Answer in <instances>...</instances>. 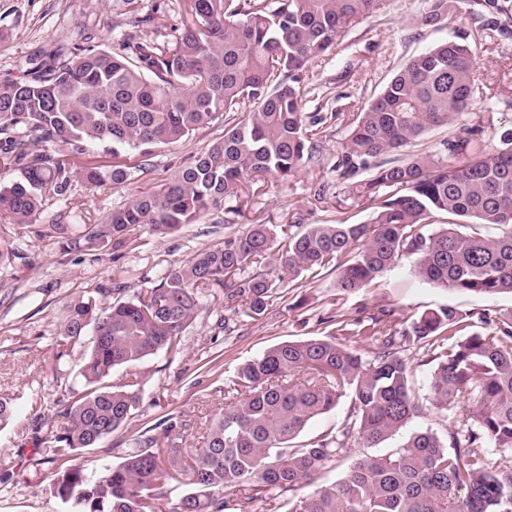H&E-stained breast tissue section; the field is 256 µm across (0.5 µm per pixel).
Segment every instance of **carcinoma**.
<instances>
[{"label": "carcinoma", "instance_id": "obj_1", "mask_svg": "<svg viewBox=\"0 0 512 512\" xmlns=\"http://www.w3.org/2000/svg\"><path fill=\"white\" fill-rule=\"evenodd\" d=\"M384 2L179 0L170 37L129 35L118 53L76 45L60 66L0 81V167L20 171L0 185V265L18 252L2 241L1 225L33 223L47 198L71 189L73 175L90 185L125 184L154 149L221 115L224 135L164 183L93 224H51L46 236L67 253L117 251L142 226L163 235L197 223L260 175L305 170L317 153L309 125L338 113L306 122L299 73ZM461 2L423 0L415 22L446 26ZM474 3V33L410 58L352 121L334 171L376 205L370 222L310 224L281 249L271 225L253 224L129 298L107 305L89 291L66 303L54 359L85 348L83 389L55 402L66 424L35 448L54 469L51 493L62 504L73 512H252L255 502L286 498L289 512H512V311L481 318L489 333L473 331L452 306L403 328L382 316L355 329L329 317L328 334L274 345L224 382V409L197 452L181 447L172 435L180 422L167 417L136 431L123 460L94 478L72 464L77 452L133 422L143 401L137 366L162 351L179 355L203 302L219 296L235 315H262L275 288L271 265L290 282L334 272L336 288L356 293L406 256L415 277L438 288L512 296V125L465 123L433 153L421 142L475 113L481 39L488 30L509 32L512 0ZM31 134L37 144L64 142L69 150L34 153ZM92 143L112 145V163L91 157ZM130 149L143 160L122 158ZM433 214L502 233L463 232L456 222L433 227L426 222ZM338 334L367 346L338 343ZM407 342L429 345L430 408L468 404L448 442L417 430L395 451L357 457L340 480L319 483L353 444L377 448L421 413L400 355ZM116 368L125 369L119 385L108 382ZM345 392L353 408L336 432L303 438ZM166 479L186 487L167 503ZM304 484L315 489L302 493Z\"/></svg>", "mask_w": 512, "mask_h": 512}]
</instances>
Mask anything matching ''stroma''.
I'll list each match as a JSON object with an SVG mask.
<instances>
[{"label":"stroma","mask_w":512,"mask_h":512,"mask_svg":"<svg viewBox=\"0 0 512 512\" xmlns=\"http://www.w3.org/2000/svg\"><path fill=\"white\" fill-rule=\"evenodd\" d=\"M422 7V0H387L379 13L348 28L336 51L307 65L305 112L338 115L325 126L318 163L285 181L263 177L245 196L240 213L228 216L219 207L170 234L143 230L114 253L68 254L52 238L37 235L48 224L93 223L139 192L164 183L223 136L224 123L218 120L156 151L148 172L135 175L130 184L89 186L74 180L71 191L47 199L34 226H11L20 263L0 267V396L11 398L15 416L0 428V512L62 510L49 491L50 469L37 464L33 455L31 424L34 418H43L44 436L59 429L63 420L51 407L62 399L66 385L79 382L81 351L63 363L54 360L52 339L59 332L65 302L87 290L113 302L116 283L135 291L223 242L225 232L242 234L253 224H291L300 231L309 224L370 221L372 203L352 199L333 170L354 114L381 92L409 57L452 38L458 30L475 28L465 10L448 26H418L414 19ZM177 12L173 0H0V81L29 73L32 63L52 62L83 40L117 51L136 17L143 19L145 34L171 32L178 25ZM475 69L480 81L476 98L486 120L497 127L512 124V112L490 102L491 94L512 93V35H493ZM322 182L327 192L320 199L315 191ZM412 265V259L402 258L356 294L336 289L331 275L300 288L280 284L264 314L243 324L231 321L227 333L216 327L224 313L222 301H207L183 338L180 357L160 352L140 364L147 400L142 422L177 417L185 422L179 430L183 446L203 447L209 421L223 406L224 396L215 377L201 372V365L215 358L224 375H232L273 345L324 335L322 321L327 317L351 322L389 313L401 323L446 305L473 318L512 310L511 296L483 297L438 288L416 279ZM454 422V414L426 410L378 451H395L410 432L420 429L447 438Z\"/></svg>","instance_id":"35a3bbf8"}]
</instances>
